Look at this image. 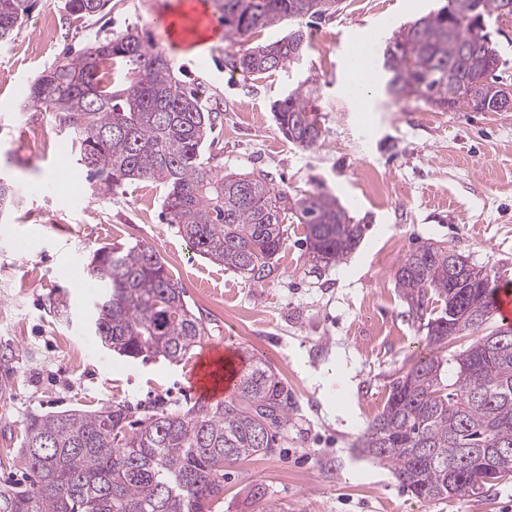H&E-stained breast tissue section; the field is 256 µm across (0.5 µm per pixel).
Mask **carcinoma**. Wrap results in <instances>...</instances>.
Here are the masks:
<instances>
[{
	"label": "carcinoma",
	"instance_id": "cac0c4a2",
	"mask_svg": "<svg viewBox=\"0 0 512 512\" xmlns=\"http://www.w3.org/2000/svg\"><path fill=\"white\" fill-rule=\"evenodd\" d=\"M109 0H65L75 20L102 13ZM340 0H214L224 17L233 71L261 75L298 63L306 17L336 12ZM512 15V0H447L438 11L394 33L383 52L386 88L395 98L419 96L435 109L498 110L506 87L498 81L499 53L481 19L485 6ZM31 0H0V44L11 41ZM296 22L278 40L237 45L259 28ZM169 55L153 38L128 28L64 54L29 88L40 107L62 112L97 195L125 184L163 186L166 220L201 256L255 282L267 277L288 238V225H305L312 260L342 261L363 228L327 192L292 199L259 171L224 173L217 154H204L217 113L200 94L172 77ZM312 90L298 85L274 106L285 137L316 146L323 131L312 113ZM15 185L0 181V216L14 205ZM102 293L94 304L100 342L128 358L185 359L207 327L149 244L99 247L87 264ZM486 281L474 299L448 307V248L430 243L401 260L395 274L410 316L426 321L429 355L418 358L389 388L382 411L359 440L366 456L390 464L403 488L424 502L478 497L496 486L479 483L483 467L468 457L492 450L496 468L512 472V327L491 332L473 323L494 313L495 288ZM480 333L448 357V327ZM506 344L485 345L489 334ZM288 391L272 366L254 361L235 395L198 402L182 413L154 407L137 417L119 402L72 408L27 419L19 448L27 487H0V512H206L224 491V464L275 451L288 426Z\"/></svg>",
	"mask_w": 512,
	"mask_h": 512
}]
</instances>
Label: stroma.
<instances>
[{"label": "stroma", "instance_id": "35a3bbf8", "mask_svg": "<svg viewBox=\"0 0 512 512\" xmlns=\"http://www.w3.org/2000/svg\"><path fill=\"white\" fill-rule=\"evenodd\" d=\"M177 0H111L98 16L70 23L63 0H34L13 40L0 46V175L18 202L0 219V355L11 358L12 391L0 402V487L14 468L30 415L121 402L185 411L196 402V361L123 358L89 333L98 288L89 255L104 244L154 246L203 317L208 344L269 362L287 386L288 428L277 451L224 467V493L211 512H257L259 499L288 512H512V481L480 498L426 503L389 464L360 455L357 441L381 412L391 382L426 350L425 333L395 286L401 259L427 243L467 257L512 282V112H441L417 98L393 101L377 88L372 111L344 91L347 49L366 31L388 40L400 25L446 0H342L332 16L306 24L310 45L299 64L249 76L225 65L227 45L170 50L177 80L199 85L219 112L228 172H268L300 198L326 191L365 225L340 263L314 267L304 225H291L270 275L253 282L199 256L166 223L162 187L126 184L109 199L92 192L72 140L60 142L71 166L31 153L23 131H48L57 112L34 106L33 80L68 48L129 26L155 30V16ZM55 7L54 42L37 52L35 23ZM313 88L323 141L289 142L273 107L300 82ZM67 310H56L57 300Z\"/></svg>", "mask_w": 512, "mask_h": 512}]
</instances>
